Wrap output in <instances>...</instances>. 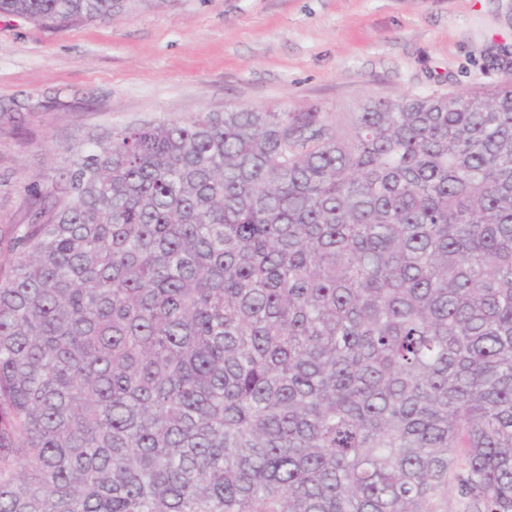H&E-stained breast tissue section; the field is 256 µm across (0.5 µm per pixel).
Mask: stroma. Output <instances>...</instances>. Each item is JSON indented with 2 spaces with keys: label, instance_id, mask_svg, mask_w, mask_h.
I'll return each mask as SVG.
<instances>
[{
  "label": "stroma",
  "instance_id": "obj_1",
  "mask_svg": "<svg viewBox=\"0 0 512 512\" xmlns=\"http://www.w3.org/2000/svg\"><path fill=\"white\" fill-rule=\"evenodd\" d=\"M503 56L512 0H125L59 28L0 14V237L88 137L227 106L464 91L500 81Z\"/></svg>",
  "mask_w": 512,
  "mask_h": 512
}]
</instances>
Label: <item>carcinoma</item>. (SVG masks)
<instances>
[{
	"instance_id": "1",
	"label": "carcinoma",
	"mask_w": 512,
	"mask_h": 512,
	"mask_svg": "<svg viewBox=\"0 0 512 512\" xmlns=\"http://www.w3.org/2000/svg\"><path fill=\"white\" fill-rule=\"evenodd\" d=\"M123 0H0L57 26ZM112 130L14 225L0 512H512V62Z\"/></svg>"
}]
</instances>
